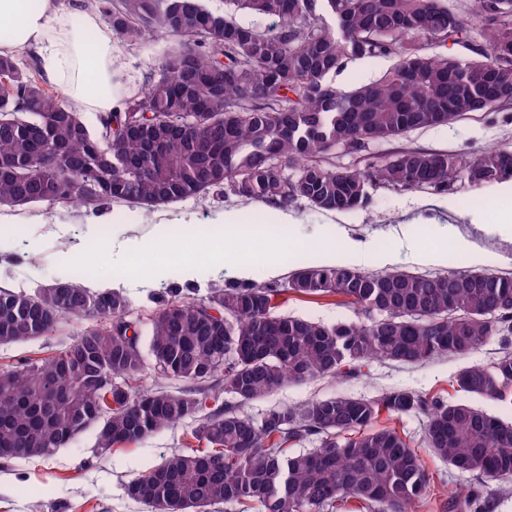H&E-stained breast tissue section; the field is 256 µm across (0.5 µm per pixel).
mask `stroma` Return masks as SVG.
<instances>
[{
    "label": "stroma",
    "instance_id": "1",
    "mask_svg": "<svg viewBox=\"0 0 512 512\" xmlns=\"http://www.w3.org/2000/svg\"><path fill=\"white\" fill-rule=\"evenodd\" d=\"M113 43L125 74L123 98L142 94L158 78L148 57L160 51V42L147 36L138 43L117 37ZM493 147L512 150V106L477 112L446 126L416 129L396 139L372 141L358 150L339 147L330 152L329 160L339 168L362 169L402 149L442 150L469 158ZM371 196V205L354 213L324 211L307 201H298L288 209L295 222L286 229L281 249H270L267 240L259 236L246 240L244 246L266 255L287 276L302 263L319 262L322 253L340 250L338 237L342 234L371 241L373 250L363 265L367 271L389 269L439 275L476 266L512 276V236L494 229L503 217L512 216V186H477L461 178L445 194L429 189L375 188ZM230 207L259 212L267 205L237 198L227 191L151 209L115 202L104 205L98 213L46 202L20 208L0 207V289L32 292L51 286L76 272L84 253L93 254L97 268L83 277L84 286L103 279L129 280L123 293L129 300V318L140 327V348L146 366L144 385H158L178 393L187 389V382L154 375L151 320L170 289L176 287L184 296L203 299L214 289L224 287L230 278L215 273L207 248L199 249L195 255L192 281H184L178 263L172 259L167 260L165 273L158 280L130 277L127 266L112 260V234L119 231L126 237L147 239L156 225L167 224L178 230L187 220L215 227ZM447 225L453 226L468 243L469 253L449 250L440 263L426 264L415 260L399 242L401 234L407 232L427 247H439L438 231ZM473 253L479 255V263L470 261ZM276 303L279 313L328 325L360 319L352 305L329 295L303 297L288 293L279 296ZM81 328V323L64 319L50 335L0 345V368L25 362L44 363L73 343ZM504 349V344L494 339L467 360L443 355L418 364L373 361L356 376L287 384L242 406L241 411L258 422L278 407H299L334 396L369 399L394 390L467 403L470 395L460 391L455 382L459 371L470 361L490 365ZM424 422L423 415L414 413L396 419L384 413L378 420L382 426L396 424L405 433L430 475L429 501L416 505V512H440V503L451 493L484 483L498 492L493 512H512V480L488 482L482 476L459 472L431 455L425 446ZM195 425L191 418L107 451L98 448L97 430L91 427L49 459H0V512H153L150 506L130 499L126 485L173 453L193 445L191 432Z\"/></svg>",
    "mask_w": 512,
    "mask_h": 512
}]
</instances>
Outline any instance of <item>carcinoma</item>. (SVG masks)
<instances>
[{"label": "carcinoma", "instance_id": "carcinoma-1", "mask_svg": "<svg viewBox=\"0 0 512 512\" xmlns=\"http://www.w3.org/2000/svg\"><path fill=\"white\" fill-rule=\"evenodd\" d=\"M248 15L277 18L273 34L201 0H106L105 19L123 40L152 32L165 44L151 61L159 78L92 132L77 106L53 92L36 56H0V206L121 201L153 208L230 188L286 209L300 199L325 211L366 208L369 188L451 189L512 182V151L463 158L409 150L364 169L325 156L359 149L473 112L512 105V0H478L476 17L444 0H229ZM329 16L332 23L324 21ZM460 61L428 47L470 41ZM391 57L377 80L343 90L330 76L357 59ZM296 168V179L288 169ZM334 295L357 323L325 325L275 312L278 296ZM151 329L158 373L190 383L224 379L244 405L288 383L355 373L371 360L421 363L466 358L512 335V276L485 271L439 276L302 265L280 284H232L198 300L170 291ZM127 297L93 292L69 277L31 294L0 290V344L46 336L64 318L97 325L49 362L0 371V458L47 459L80 434L107 395L117 407L98 423V448L134 443L195 416L208 394L176 395L134 385L141 351L112 324L129 325ZM463 392L512 406V351L493 365L459 371ZM52 393L68 400L41 422ZM427 419L428 450L461 472L512 479V424L466 403L414 391L375 399L334 396L280 408L256 423L233 407L198 420L202 449L179 452L133 478L127 495L167 512H205L227 501L264 512H336L356 499L367 512H408L425 499L423 460L397 429H376L382 412ZM317 436V448L285 445ZM493 493L453 500L486 512Z\"/></svg>", "mask_w": 512, "mask_h": 512}]
</instances>
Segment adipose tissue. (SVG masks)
<instances>
[{
  "instance_id": "adipose-tissue-1",
  "label": "adipose tissue",
  "mask_w": 512,
  "mask_h": 512,
  "mask_svg": "<svg viewBox=\"0 0 512 512\" xmlns=\"http://www.w3.org/2000/svg\"><path fill=\"white\" fill-rule=\"evenodd\" d=\"M0 22L8 26L0 36V55L36 50L47 78L86 111L97 117L121 111L122 68L112 33L96 13H83L77 23L58 0H0ZM156 235L153 242H118L112 252L118 261L129 264L143 261L156 247H165L181 262L183 277L192 279L191 252L208 241L210 231L192 225L176 236L161 226Z\"/></svg>"
}]
</instances>
